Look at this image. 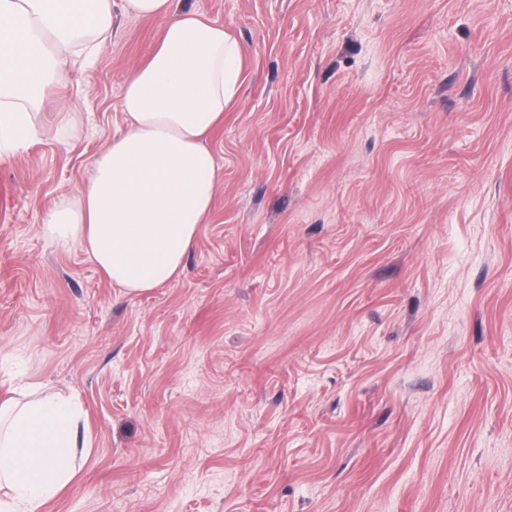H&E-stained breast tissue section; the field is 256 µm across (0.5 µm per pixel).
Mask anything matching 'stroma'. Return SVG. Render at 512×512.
<instances>
[{
    "label": "stroma",
    "instance_id": "stroma-1",
    "mask_svg": "<svg viewBox=\"0 0 512 512\" xmlns=\"http://www.w3.org/2000/svg\"><path fill=\"white\" fill-rule=\"evenodd\" d=\"M243 77L180 275L128 296L45 210L122 125L117 15L0 158V369L79 396L45 512H512V0H185Z\"/></svg>",
    "mask_w": 512,
    "mask_h": 512
}]
</instances>
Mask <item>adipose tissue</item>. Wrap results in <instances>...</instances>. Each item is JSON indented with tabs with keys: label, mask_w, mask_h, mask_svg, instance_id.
I'll list each match as a JSON object with an SVG mask.
<instances>
[{
	"label": "adipose tissue",
	"mask_w": 512,
	"mask_h": 512,
	"mask_svg": "<svg viewBox=\"0 0 512 512\" xmlns=\"http://www.w3.org/2000/svg\"><path fill=\"white\" fill-rule=\"evenodd\" d=\"M159 22L156 47L131 67L122 127L88 183L43 216L44 234L85 252L125 294L177 277L208 223L221 174L206 146L237 94L242 51L182 0H0V157L43 131L53 77L91 66L112 39L113 4ZM75 396L15 382L0 397V512H44L76 477L86 441Z\"/></svg>",
	"instance_id": "1"
}]
</instances>
